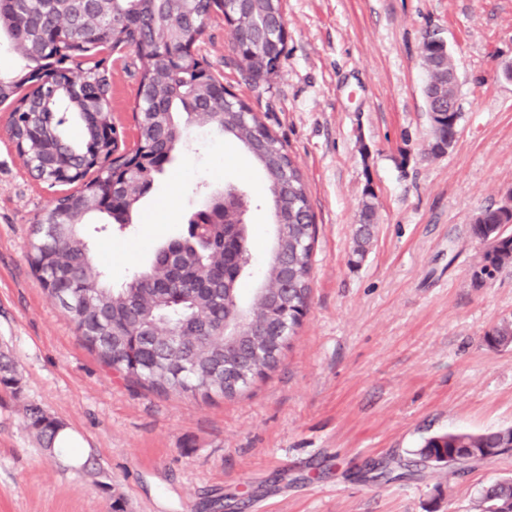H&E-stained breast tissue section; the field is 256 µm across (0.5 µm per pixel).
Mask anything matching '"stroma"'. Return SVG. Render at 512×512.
Segmentation results:
<instances>
[{
    "label": "stroma",
    "mask_w": 512,
    "mask_h": 512,
    "mask_svg": "<svg viewBox=\"0 0 512 512\" xmlns=\"http://www.w3.org/2000/svg\"><path fill=\"white\" fill-rule=\"evenodd\" d=\"M288 40L276 74L237 71L223 15L196 49L286 146L316 215L311 294L278 368L234 398L161 395L117 378L80 341L29 258L37 217L64 194L36 179L0 105V512H480L512 479V451L461 465L415 464L439 432L512 427V345L485 333L512 318V265L476 281V214L512 192V0H281ZM448 43L460 132L429 152L421 44ZM113 123L134 145L132 51L111 54ZM252 201L251 290L274 227L262 175L234 140L189 126L175 160L133 212L99 238L113 284L186 234L210 192ZM376 233L349 256L366 189ZM37 406L74 432L48 451L26 427Z\"/></svg>",
    "instance_id": "obj_1"
}]
</instances>
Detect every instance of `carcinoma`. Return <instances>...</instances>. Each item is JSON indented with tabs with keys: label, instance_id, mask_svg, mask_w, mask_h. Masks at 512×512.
<instances>
[{
	"label": "carcinoma",
	"instance_id": "cac0c4a2",
	"mask_svg": "<svg viewBox=\"0 0 512 512\" xmlns=\"http://www.w3.org/2000/svg\"><path fill=\"white\" fill-rule=\"evenodd\" d=\"M0 0V40L20 50L18 69L0 71V105L9 103L7 131L30 172L50 184L58 172L44 159L58 154L67 164L68 185L75 192L60 196L32 226L30 260L34 271L75 323L84 346L127 381L158 394H183L209 399H233L250 383L249 375L264 377L276 370L279 343L296 336L301 323L298 307L307 305L317 227L306 185L284 144L252 109L224 95V83L209 63L189 48L201 40L206 20L224 0ZM283 15L280 0H250L237 14L233 51L238 69L252 80L273 74L272 60L281 57ZM131 49L140 62L138 96L133 119L136 144L162 154L165 162L183 143L185 131L175 122L179 108L189 122L215 127L236 140L263 170L270 191L276 236L268 266L269 280L286 287L268 299L262 286L244 303L240 281L249 274L247 200L241 189L227 187L237 207L215 223L207 211L192 228L204 224L195 242L178 240L154 254L148 268L119 287L109 281L94 259L87 227L107 214L123 228L130 213L163 171L148 158L127 182L115 188L122 209L102 205L112 188V169L95 168L90 160L109 159L115 147L101 134L107 117L110 66L106 51ZM421 56L427 72L426 99L430 113L431 152L448 151L451 128L460 122L457 89H448L455 74L453 56L424 40ZM63 71L61 79L44 85L40 72ZM372 189H367L355 233L352 255L363 260L376 227ZM512 205L483 209L470 226L471 235L488 243L477 281L492 279L512 264ZM248 318L246 336L224 335V320ZM491 347L512 344V320L489 331ZM0 388L18 390L13 366L0 364ZM26 424L54 449L61 422L37 406L25 413ZM463 448H512V428L481 434L448 432L427 438L417 455L421 460L451 463ZM512 505V482H500L482 494V512L490 505Z\"/></svg>",
	"mask_w": 512,
	"mask_h": 512
}]
</instances>
